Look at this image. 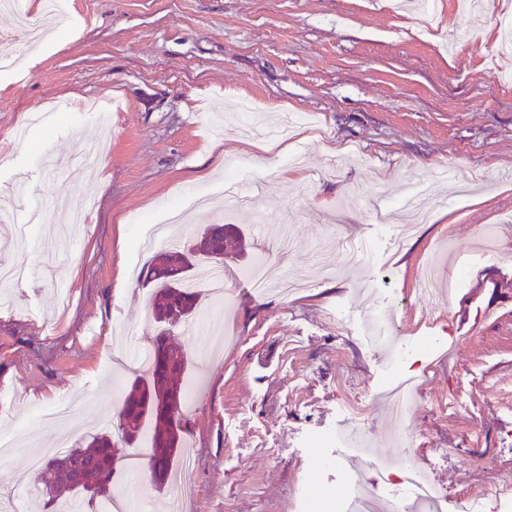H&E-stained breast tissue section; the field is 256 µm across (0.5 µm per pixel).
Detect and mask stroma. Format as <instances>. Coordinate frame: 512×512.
Wrapping results in <instances>:
<instances>
[{
	"mask_svg": "<svg viewBox=\"0 0 512 512\" xmlns=\"http://www.w3.org/2000/svg\"><path fill=\"white\" fill-rule=\"evenodd\" d=\"M39 62L0 10V264L25 277L0 287V434L26 446L0 456V501L36 512L16 472L39 449L80 442L116 421L124 386L146 375L154 326L149 260L137 235L168 206L189 210L183 237L235 224L243 257L221 308L230 341L205 327L180 340L190 357L183 443L195 460L180 512H300L304 476L325 451L307 438L358 425L391 455L378 401L388 351L367 339V302L391 310L405 343L436 336L411 431L449 499L512 472V0L434 18L388 0H62ZM98 171L51 176V155L85 149ZM245 159L251 204L227 207V163ZM453 162L449 184L443 162ZM428 213L405 240L407 193ZM354 236L343 264L331 238ZM320 265L293 294L253 296L246 274ZM493 316L474 327L477 313ZM151 432L125 449L112 483L136 512H167L155 489Z\"/></svg>",
	"mask_w": 512,
	"mask_h": 512,
	"instance_id": "35a3bbf8",
	"label": "stroma"
}]
</instances>
